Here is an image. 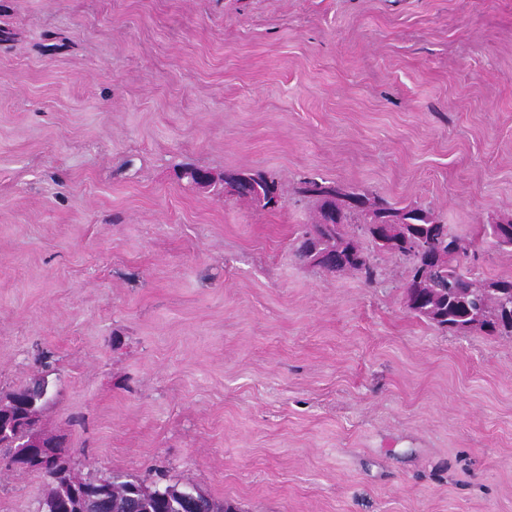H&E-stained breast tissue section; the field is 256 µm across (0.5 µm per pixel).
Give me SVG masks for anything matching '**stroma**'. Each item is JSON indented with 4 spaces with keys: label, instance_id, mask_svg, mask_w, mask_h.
Segmentation results:
<instances>
[{
    "label": "stroma",
    "instance_id": "stroma-1",
    "mask_svg": "<svg viewBox=\"0 0 512 512\" xmlns=\"http://www.w3.org/2000/svg\"><path fill=\"white\" fill-rule=\"evenodd\" d=\"M302 174L512 215V0H0V397L40 371L81 477L240 512H512V338L291 252ZM0 472V512H38Z\"/></svg>",
    "mask_w": 512,
    "mask_h": 512
}]
</instances>
